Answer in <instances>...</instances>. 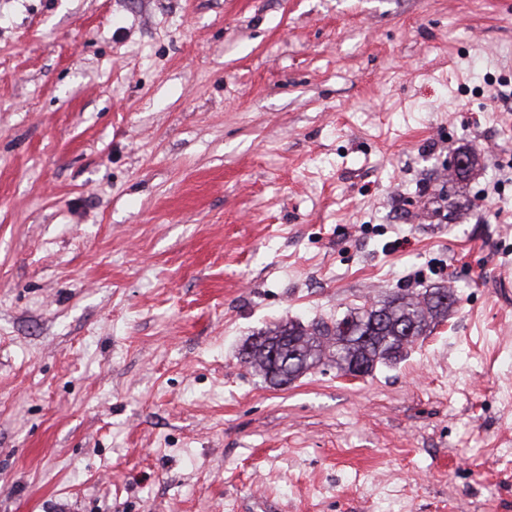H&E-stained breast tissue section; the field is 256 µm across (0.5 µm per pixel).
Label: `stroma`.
Segmentation results:
<instances>
[{"label":"stroma","instance_id":"obj_1","mask_svg":"<svg viewBox=\"0 0 512 512\" xmlns=\"http://www.w3.org/2000/svg\"><path fill=\"white\" fill-rule=\"evenodd\" d=\"M503 90L512 0H0V512H512ZM448 285L360 379L241 359Z\"/></svg>","mask_w":512,"mask_h":512}]
</instances>
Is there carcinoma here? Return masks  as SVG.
<instances>
[{
	"label": "carcinoma",
	"instance_id": "obj_1",
	"mask_svg": "<svg viewBox=\"0 0 512 512\" xmlns=\"http://www.w3.org/2000/svg\"><path fill=\"white\" fill-rule=\"evenodd\" d=\"M456 303L452 289L433 288L416 295L396 292L367 309L350 312L332 326L282 321L253 338L243 362L278 385L325 363L341 371L355 363L369 374L376 364L400 358L416 337L447 319ZM274 350L278 351L275 360Z\"/></svg>",
	"mask_w": 512,
	"mask_h": 512
}]
</instances>
